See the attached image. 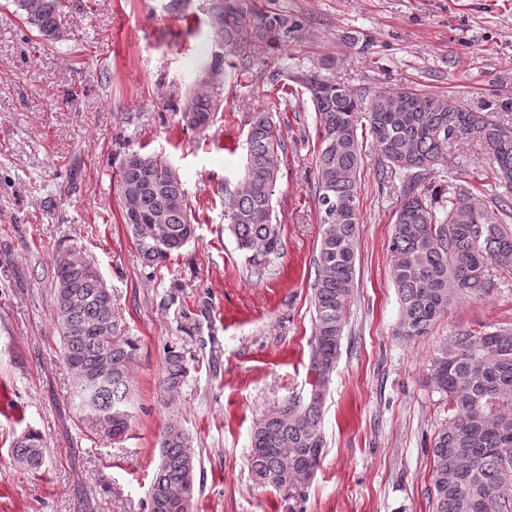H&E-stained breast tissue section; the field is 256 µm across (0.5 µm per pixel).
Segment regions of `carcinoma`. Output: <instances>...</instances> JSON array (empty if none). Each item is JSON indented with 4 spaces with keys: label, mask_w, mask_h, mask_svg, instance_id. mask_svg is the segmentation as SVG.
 <instances>
[{
    "label": "carcinoma",
    "mask_w": 512,
    "mask_h": 512,
    "mask_svg": "<svg viewBox=\"0 0 512 512\" xmlns=\"http://www.w3.org/2000/svg\"><path fill=\"white\" fill-rule=\"evenodd\" d=\"M17 4L44 37L58 38L62 0ZM210 26L224 56L212 59L206 75L217 73L228 59L245 69L252 47H274L297 31L288 15L262 11L256 0H212ZM333 67V58L322 57L291 77L312 102L319 139L315 197L322 234L312 285L313 378L306 401L288 402L254 428L248 467L262 487L303 484L323 455L322 408L356 282L365 140L382 174L403 177L388 241L399 300L397 335H428L457 297L480 298L492 290L491 269L512 273V229L506 227L512 220V127L490 112L460 104L451 112V100L409 86L353 93L326 75ZM279 105L274 100L252 113L243 175L234 188L224 187L232 197L224 217L238 249L257 270L283 248L272 198L287 144L268 116ZM217 110L204 77L179 109L180 122L203 135ZM469 138L489 150L491 187L504 189L493 195L490 208L474 202L464 184L437 189L428 183L447 160L448 148ZM119 191L124 223L149 266L165 264L195 237L185 185L163 158L129 153L119 170ZM53 286V324L73 376V399L88 416L103 418L118 438L133 418L129 373L137 347L118 339L123 321L112 289L82 250L58 253ZM165 364L160 400L168 405L188 367L177 346L167 349ZM431 383L448 410L430 448L433 512H512V325L457 332L434 353ZM11 456L23 470H40L43 435L25 430L12 442ZM196 469L188 434L178 420H168L149 512H194Z\"/></svg>",
    "instance_id": "carcinoma-1"
}]
</instances>
